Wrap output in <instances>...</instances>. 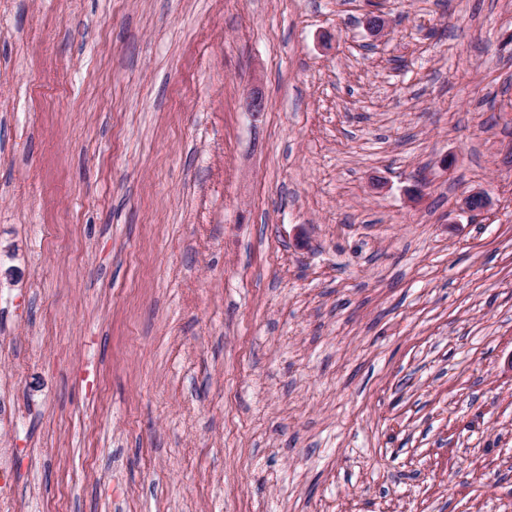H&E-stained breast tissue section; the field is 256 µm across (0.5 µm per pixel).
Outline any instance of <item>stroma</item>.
I'll return each mask as SVG.
<instances>
[{
    "instance_id": "1",
    "label": "stroma",
    "mask_w": 512,
    "mask_h": 512,
    "mask_svg": "<svg viewBox=\"0 0 512 512\" xmlns=\"http://www.w3.org/2000/svg\"><path fill=\"white\" fill-rule=\"evenodd\" d=\"M509 187L512 0H0V512H512Z\"/></svg>"
}]
</instances>
